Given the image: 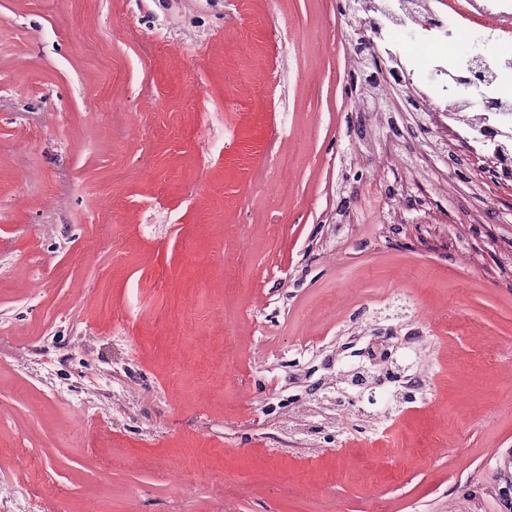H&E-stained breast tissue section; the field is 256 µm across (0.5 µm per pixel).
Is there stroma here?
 I'll return each instance as SVG.
<instances>
[{
  "mask_svg": "<svg viewBox=\"0 0 512 512\" xmlns=\"http://www.w3.org/2000/svg\"><path fill=\"white\" fill-rule=\"evenodd\" d=\"M336 5L0 0V512H67L72 495L111 512H497L512 375L495 395L485 379L491 350L512 359V192L427 182V212L380 224L367 181L346 191L343 172L404 142L348 109ZM252 10L288 30L276 101L237 39ZM391 306L398 357L429 348L422 388L324 442L308 386ZM26 450L37 466H17Z\"/></svg>",
  "mask_w": 512,
  "mask_h": 512,
  "instance_id": "stroma-1",
  "label": "stroma"
}]
</instances>
